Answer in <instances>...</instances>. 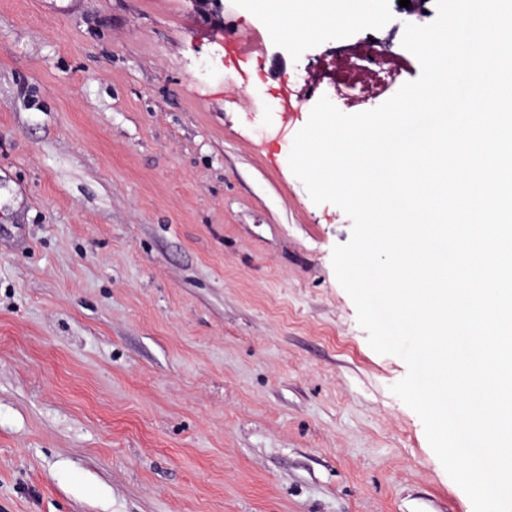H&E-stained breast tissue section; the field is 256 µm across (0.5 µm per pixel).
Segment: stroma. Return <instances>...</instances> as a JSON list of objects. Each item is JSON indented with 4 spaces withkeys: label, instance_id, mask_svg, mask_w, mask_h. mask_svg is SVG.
Instances as JSON below:
<instances>
[{
    "label": "stroma",
    "instance_id": "35a3bbf8",
    "mask_svg": "<svg viewBox=\"0 0 512 512\" xmlns=\"http://www.w3.org/2000/svg\"><path fill=\"white\" fill-rule=\"evenodd\" d=\"M0 0V512H473L293 174L313 79L398 0L282 46L253 0Z\"/></svg>",
    "mask_w": 512,
    "mask_h": 512
}]
</instances>
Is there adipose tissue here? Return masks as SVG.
Masks as SVG:
<instances>
[{
  "mask_svg": "<svg viewBox=\"0 0 512 512\" xmlns=\"http://www.w3.org/2000/svg\"><path fill=\"white\" fill-rule=\"evenodd\" d=\"M282 43L313 36L322 28H337L368 15L371 0H254Z\"/></svg>",
  "mask_w": 512,
  "mask_h": 512,
  "instance_id": "adipose-tissue-1",
  "label": "adipose tissue"
}]
</instances>
